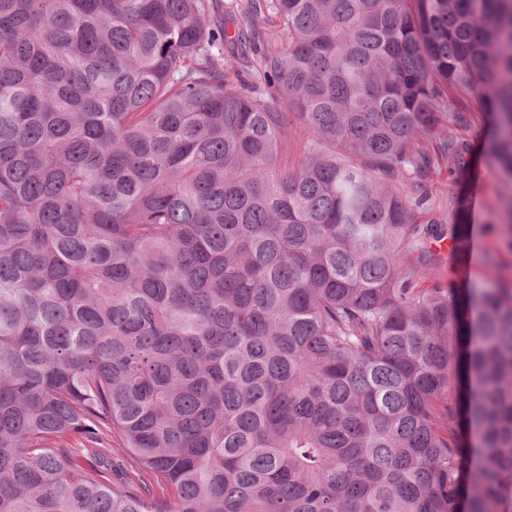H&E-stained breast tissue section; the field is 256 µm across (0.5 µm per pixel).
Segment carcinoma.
Segmentation results:
<instances>
[{
  "mask_svg": "<svg viewBox=\"0 0 512 512\" xmlns=\"http://www.w3.org/2000/svg\"><path fill=\"white\" fill-rule=\"evenodd\" d=\"M217 10L0 0V512H512V287L414 288L383 179L460 90L512 181V0ZM102 426L150 482L77 460ZM306 138V132L298 125L293 123L290 129L288 126L285 130L283 138V148L280 157V164L282 168H294L300 162L302 155L300 148Z\"/></svg>",
  "mask_w": 512,
  "mask_h": 512,
  "instance_id": "cac0c4a2",
  "label": "carcinoma"
}]
</instances>
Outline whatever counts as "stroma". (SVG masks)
Returning <instances> with one entry per match:
<instances>
[{"label":"stroma","mask_w":512,"mask_h":512,"mask_svg":"<svg viewBox=\"0 0 512 512\" xmlns=\"http://www.w3.org/2000/svg\"><path fill=\"white\" fill-rule=\"evenodd\" d=\"M459 106L466 112L465 117L449 116L443 121L436 134L421 140L420 149L432 156V163L420 178L407 176L393 177L392 182L401 195L417 202V224L420 245L434 254L435 261L426 270L412 271L413 282L418 289L451 288L458 279L453 272L456 260L450 255L437 252L438 240L434 234L435 224H448L456 200L471 201L479 197L482 205L478 214L473 215L471 224L479 239L480 246L472 255V279L493 285L512 287V249L506 247L507 231L499 215L503 202L512 196V186L502 181L493 171L492 164L485 155L479 130L482 116L470 111L469 99H461ZM468 140L474 159L471 172L463 178L454 179L448 174V165L437 157V148L442 137L447 135ZM70 449L77 451L100 452L112 461L111 469L105 470L106 479L114 482H128L138 486L139 473L119 434L100 431L96 441H88L84 436L72 435L68 440Z\"/></svg>","instance_id":"1"}]
</instances>
